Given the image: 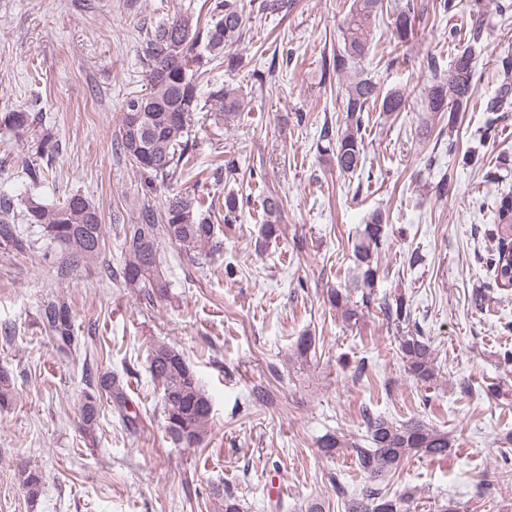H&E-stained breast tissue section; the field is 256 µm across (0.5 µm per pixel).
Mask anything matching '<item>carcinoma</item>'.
Listing matches in <instances>:
<instances>
[{"label": "carcinoma", "mask_w": 512, "mask_h": 512, "mask_svg": "<svg viewBox=\"0 0 512 512\" xmlns=\"http://www.w3.org/2000/svg\"><path fill=\"white\" fill-rule=\"evenodd\" d=\"M250 11L258 15L274 14L287 7L284 0H249ZM242 0H215L213 12L220 20L207 30H200L194 14L185 11L172 19L159 22L147 29L142 39L140 63L148 80L142 94H130L122 103L119 134L115 152L122 155L136 172L142 204L136 220L124 225L122 243L123 264L109 271V276L121 279L128 288H138L144 297L153 300L166 296L168 281L159 270V249L168 240L186 252L215 247V224L200 210L196 197L171 193L157 211L152 204L158 187L170 185L182 175L192 157L194 142L190 132L194 114L203 111L200 106L199 86L205 81L214 63L227 65L232 70L242 58L230 49L246 36L247 7ZM383 12L382 0H353L342 30L344 46L336 52L332 64L324 72L335 69L350 73L358 60L369 49L373 25ZM391 25L397 39L408 41L416 19L415 0L405 3L391 14ZM204 50H198L199 45ZM431 80L420 102V111L432 116L448 113V125L455 123V114L468 110L474 104V72L471 53L457 54L448 72L439 71L435 56L427 58ZM213 105L224 112H237L242 102L235 92L214 87L208 94ZM381 102V111L400 112L406 107L407 93L395 88L385 95L372 79L356 72L346 84L343 111L346 128L336 134L325 126L320 139L336 142V167L342 173H353L364 163V144L361 136L364 112L370 103ZM512 104V79L504 73L496 97L488 101L486 110L496 112ZM43 114L37 102L0 113V127L22 137L42 125ZM52 165L30 162L26 174L37 187L49 179ZM284 201L280 197L266 200V220L261 236L275 235ZM239 200L229 194L224 198V223L234 224L238 219ZM495 245L484 255L493 286L512 287V252L505 251V242L512 241V193H502L493 206ZM37 228L46 244L45 258L55 254V248L64 250L65 263L57 268L63 279L72 266H86L99 261L105 249L104 224L99 207L87 197L74 193L58 204L48 205L29 194L15 201L7 194L0 195V249L16 255L35 249L32 234L24 233L22 225ZM386 235L382 213H372L354 244V256L360 275L353 282L355 288H371L376 268L373 263L384 247ZM350 294L339 289L328 292L330 303L351 319L356 316L349 307ZM387 319L396 325L398 349L404 366L414 377L427 381L434 377L430 343L419 323L413 319L411 305L400 294L383 306ZM45 333L63 349L77 345L72 313L68 302L57 298L42 312ZM149 371L162 391V410L165 430L172 443L181 448L203 444L211 419V400L201 387L192 366L175 348L158 343L151 348ZM15 397L14 383L5 370H0V409H7ZM100 398L87 393L80 409L84 429L89 431L99 418ZM367 434L360 440L328 436L321 444L327 455L345 451L355 457L360 471L370 480L359 494L349 499L348 512H402L403 501L411 494L391 495L387 490L388 477L413 456L445 457L451 448L448 433L425 425L421 421L397 424L370 412L363 414ZM21 485L30 502H35L43 487V475L26 462L17 463ZM216 498L222 500L224 512H241V504L229 491L217 487Z\"/></svg>", "instance_id": "cac0c4a2"}]
</instances>
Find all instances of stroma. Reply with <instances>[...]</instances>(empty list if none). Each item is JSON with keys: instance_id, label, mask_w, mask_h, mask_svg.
Wrapping results in <instances>:
<instances>
[{"instance_id": "stroma-1", "label": "stroma", "mask_w": 512, "mask_h": 512, "mask_svg": "<svg viewBox=\"0 0 512 512\" xmlns=\"http://www.w3.org/2000/svg\"><path fill=\"white\" fill-rule=\"evenodd\" d=\"M424 8L414 34L397 46L390 24L373 33L358 67L381 91H412L404 111L371 112L361 131L363 168L339 172L336 157L317 149L324 124L346 114L336 94L342 74L322 76L323 58L343 46L342 20L351 0H291L290 8L251 16L233 46L238 69H213L211 86L241 91L243 112L196 115L194 160L175 190L205 199L235 194L237 224L213 222L222 241L211 255L160 248L169 282L166 298L105 279L123 262L121 227L137 216L136 176L113 150L121 102L145 89L139 62L141 28L193 8L202 28L216 22L212 0H0V112L39 96L44 132L57 149L55 179L30 187L24 169L39 135L0 130V191H36L49 204L71 193L98 205L106 229L99 264L73 268L60 281L41 250L0 252V368L17 392L0 412V512H221L216 487L228 489L243 512H347L346 495L367 479L349 455L327 456L325 435L362 438L361 407L396 423L418 419L448 432L444 459H409L389 484L412 492L408 512H436L442 499L465 512H512V482L498 479L502 452L512 453V369L499 356L512 350V288H488L478 257L491 239V191L512 190V108L458 113L456 123L430 118L415 100L428 83V55L448 70L471 50L475 96H496L512 66V0L506 12L483 11L482 44L467 38L473 0H454V38L433 23L439 0ZM282 61L277 90L256 88L253 69ZM495 125L497 138L481 132ZM456 139L458 153L448 151ZM473 163H464L463 153ZM232 166L235 179L215 176ZM495 182H488L487 174ZM454 190L439 194L442 176ZM285 198L278 231L260 242L262 201ZM386 216L387 243L373 288L354 292L356 318L331 308L326 291L356 273L355 237L373 211ZM487 292L476 310L472 296ZM405 294L430 342L435 376L422 383L404 369L397 330L384 302ZM65 296L76 350L63 354L44 334L40 310ZM316 338V354L296 360L298 336ZM164 341L184 355L212 399L211 432L196 448H178L164 429L162 391L149 373V354ZM116 376L122 398L103 397L93 433L80 428L87 376ZM505 395L488 396L490 384ZM43 473L29 502L16 464ZM487 479L491 489L477 495Z\"/></svg>"}]
</instances>
